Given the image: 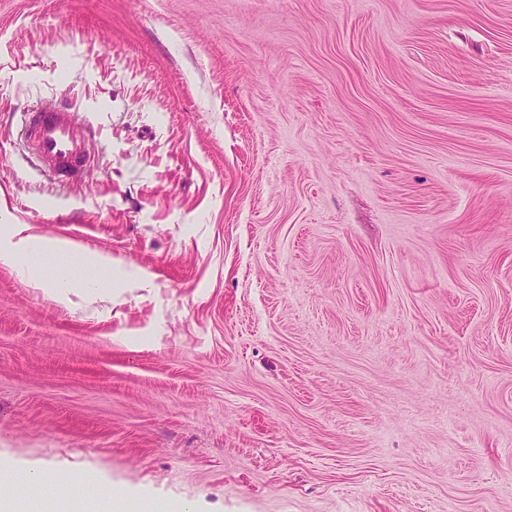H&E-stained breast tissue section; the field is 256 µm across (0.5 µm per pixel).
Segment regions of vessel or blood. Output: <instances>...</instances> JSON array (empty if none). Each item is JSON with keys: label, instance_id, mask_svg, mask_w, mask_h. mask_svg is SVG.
Segmentation results:
<instances>
[{"label": "vessel or blood", "instance_id": "vessel-or-blood-1", "mask_svg": "<svg viewBox=\"0 0 512 512\" xmlns=\"http://www.w3.org/2000/svg\"><path fill=\"white\" fill-rule=\"evenodd\" d=\"M24 131L41 167L61 182L82 181L95 161L89 136L80 132L74 112L56 100L27 111Z\"/></svg>", "mask_w": 512, "mask_h": 512}]
</instances>
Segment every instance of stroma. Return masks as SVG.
Returning <instances> with one entry per match:
<instances>
[{
	"instance_id": "35a3bbf8",
	"label": "stroma",
	"mask_w": 512,
	"mask_h": 512,
	"mask_svg": "<svg viewBox=\"0 0 512 512\" xmlns=\"http://www.w3.org/2000/svg\"><path fill=\"white\" fill-rule=\"evenodd\" d=\"M43 96L81 185L9 132ZM19 226L0 483L64 485L18 512H512V0H0ZM25 115V136L44 171L63 183L82 182L95 153L87 131L80 132L74 112L48 99ZM48 476H59V474L56 473L54 468L47 465L36 468L17 466L12 469L11 481L16 488L23 489L28 486H38L48 480H52L46 479Z\"/></svg>"
}]
</instances>
